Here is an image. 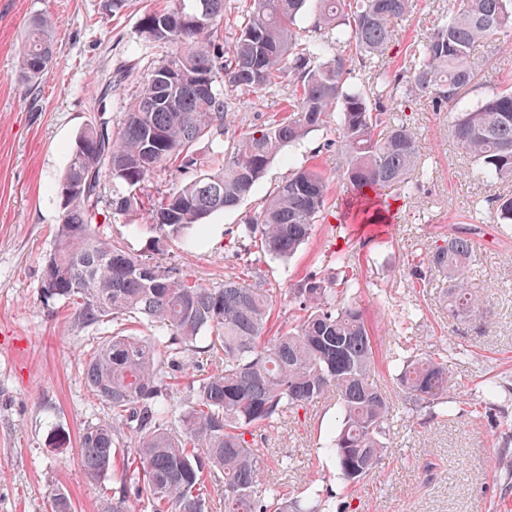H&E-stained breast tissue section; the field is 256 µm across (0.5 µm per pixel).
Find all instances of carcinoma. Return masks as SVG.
<instances>
[{
  "mask_svg": "<svg viewBox=\"0 0 512 512\" xmlns=\"http://www.w3.org/2000/svg\"><path fill=\"white\" fill-rule=\"evenodd\" d=\"M306 2L248 0L227 48L224 0L144 12L140 37L168 46L170 55L151 71L120 126L91 122L76 136L58 188L78 191L61 208L41 288L74 304L84 324L126 322L94 348L85 371L110 411L79 436L85 478L96 483L111 474L117 484L102 512H134L136 502L143 512H206L218 489L224 512H334L325 500L304 507L285 497L251 438L326 395L340 414L328 451L341 479H366L388 449L396 402L374 381L375 337L365 313L342 301L356 287L346 253L329 256L331 278H304L288 289L294 304L288 330L273 334L274 289L239 276L210 287L129 252L104 236L98 222L106 208L114 216H139L163 240L194 247L205 219L239 205L285 148L334 121L336 168L353 191L346 211L375 223L382 216L374 198L390 189L410 192L414 174L424 170L414 132L383 103L384 93L459 104L479 70L477 47L512 46V39L499 40L512 33V0H464L462 10L410 48L414 64L391 81L374 63L390 49L412 0H318L312 28L319 37L302 39L296 22ZM203 9L209 18L202 28ZM329 44L338 50L327 58ZM54 61L52 24L34 16L18 77L33 83ZM357 66L373 71L371 83L350 82ZM287 72L296 81L287 116L232 141L218 171L143 202V185L158 167L197 170V146L220 136L230 104ZM450 134L474 160L476 179L512 180V88L456 113ZM328 191L313 165L288 174L228 244L257 239L265 257L293 256L322 215ZM472 235L471 228H455L403 269L417 284L436 273L447 279L452 316L483 306L468 288ZM144 322L152 334L130 332L129 325ZM200 340L207 342L201 349ZM209 361L217 365L205 367ZM395 361L402 406L432 408L448 398V356L399 354ZM180 377L187 378L184 402L173 387Z\"/></svg>",
  "mask_w": 512,
  "mask_h": 512,
  "instance_id": "obj_1",
  "label": "carcinoma"
}]
</instances>
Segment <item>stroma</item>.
I'll list each match as a JSON object with an SVG mask.
<instances>
[{
  "label": "stroma",
  "instance_id": "obj_1",
  "mask_svg": "<svg viewBox=\"0 0 512 512\" xmlns=\"http://www.w3.org/2000/svg\"><path fill=\"white\" fill-rule=\"evenodd\" d=\"M173 3L129 0L109 16L104 0H0V512H51L60 489L77 512H101L112 492L111 478L89 483L77 458L82 429L108 414L86 383L85 362L91 348L111 335L113 324L75 321L71 303L44 297L41 274L59 222L54 189L75 137L95 119L121 121L138 86L169 53L141 45L137 21L144 11ZM459 7V0H415L412 12L395 26L383 67L393 74L404 70L410 46ZM40 14L52 21L56 60L29 89L17 83L15 71L27 23ZM479 57L472 103L512 86V49L484 46ZM290 91L284 76L269 90L242 96L217 141L199 144L202 171L221 168L234 137L287 109ZM453 112L426 99L399 107L429 175L410 195L390 192L388 228L381 235L367 227L349 234L339 226L349 191L334 175L332 126L286 148L237 208L207 218L196 248L157 246L149 225L121 217L103 227L132 252L212 287L248 272L274 289L279 327L288 324L289 288L310 274L326 276L322 255L348 248L360 283L349 300L373 325L375 378L381 385L393 383L391 354L398 346L417 353L458 352L456 387L446 407L401 414L386 455L361 484L339 479L322 452L339 425L335 399H319L279 428L263 431L258 446L267 473L288 496L316 490L346 512H512V224L501 223L491 203L494 196L512 195V182L490 186L473 177L472 159L449 134ZM311 163L330 177L329 201L295 256L251 264L245 252L227 250V231L259 208L290 170ZM470 225L480 234L468 286L486 308L475 317L452 318L444 278L416 287L400 269L408 252Z\"/></svg>",
  "mask_w": 512,
  "mask_h": 512
}]
</instances>
